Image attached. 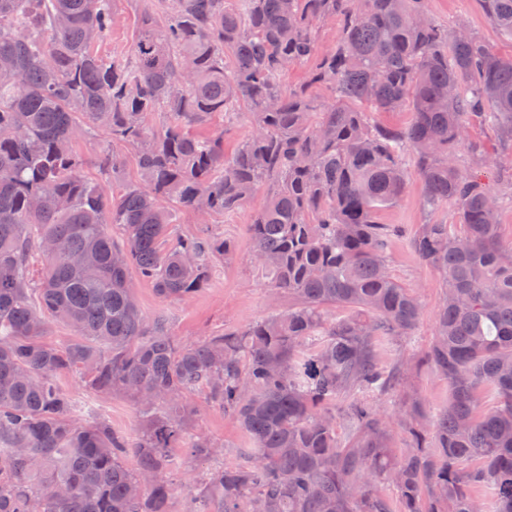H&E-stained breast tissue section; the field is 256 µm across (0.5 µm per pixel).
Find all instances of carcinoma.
Listing matches in <instances>:
<instances>
[{
  "label": "carcinoma",
  "mask_w": 512,
  "mask_h": 512,
  "mask_svg": "<svg viewBox=\"0 0 512 512\" xmlns=\"http://www.w3.org/2000/svg\"><path fill=\"white\" fill-rule=\"evenodd\" d=\"M116 2L0 0V512H170L167 449L198 391L252 447L190 491L183 512H391L381 481L400 512H484L488 498L512 512V247L487 208L501 199L479 173L486 150L467 133L482 118L512 145V56L461 21L436 23L425 0H157L128 56L109 60L96 45ZM480 2L512 36V0ZM330 18L339 36L320 56L317 24ZM301 64L307 84L285 90ZM242 107L251 132L231 158L224 132L194 133ZM404 110V129L371 118ZM150 112L166 115L161 129ZM83 123L134 154L138 181L109 195L85 179L73 150ZM407 155L427 209L451 204L460 223L423 224L412 241L445 279L426 361L450 397L432 420L407 400L398 421L410 443L396 456L391 422L360 394L388 389L377 339L411 335L421 315L389 270L393 230L378 221L401 197ZM261 186L253 256L294 304L177 344L164 316L148 321L131 302V273L161 300H185L227 249L208 234L170 241L167 203L204 206L207 224ZM329 307L348 314L330 321ZM52 323L75 336L48 340ZM74 369L93 394L138 405L136 437L84 416L57 384ZM191 448L222 451L202 436Z\"/></svg>",
  "instance_id": "obj_1"
}]
</instances>
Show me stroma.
I'll return each mask as SVG.
<instances>
[{"label": "stroma", "mask_w": 512, "mask_h": 512, "mask_svg": "<svg viewBox=\"0 0 512 512\" xmlns=\"http://www.w3.org/2000/svg\"><path fill=\"white\" fill-rule=\"evenodd\" d=\"M144 7V0H119V22L98 44V52L107 57L129 53L139 33ZM427 7L439 24L451 26L457 21H466L498 53L512 54V37L503 34L491 23L479 0H428ZM469 134L472 139L480 141L494 157L493 163L487 165L486 173L494 192L505 198L500 212V232L503 243L510 244L512 158L499 155L496 132L481 119H470ZM76 151L83 159V175L104 187H111L116 180L133 182L137 179L136 161L129 154L124 157L119 176H112L111 172L103 169L101 159L112 151V139L105 131L98 130L77 140ZM267 195V190H258L236 215L214 225V233L229 242L231 253L223 264L213 269L205 286L191 298L164 302L148 283L135 281L134 291L145 318L163 315L176 340L194 344L227 330L245 329L274 311L287 309V295L277 298L272 296L265 274L253 260L250 224L254 215L265 205ZM423 195L420 176L417 172H410L399 201L384 208L378 215L380 223L395 229L386 251L389 268L404 287L415 291L422 305L421 317L413 334L389 339L378 358L380 367L389 376L395 375L402 360H409L411 364L410 371L400 384L373 400L374 406L393 421L389 437V446L393 449L405 447L408 442L407 434L395 423L405 397L417 396L425 410L431 414L437 413L448 403L447 380L424 360L435 333L443 277L419 261L411 248V240L420 224L427 220L455 224L459 218L449 206L441 207L433 213L427 212L423 206ZM58 383L72 398L91 401L93 418L106 421L118 433L130 437L137 434L139 414L128 397L120 394L93 395L86 387L83 376L76 371L61 375ZM193 401L201 405L202 411L188 424L185 441H192L199 434L206 435L223 446L221 463L235 465L239 460L240 449L250 447L249 437L230 415L203 407L202 396H194ZM170 457L168 477L173 483L170 509L171 512H181L191 485L205 477L212 463L191 457L186 447L171 449Z\"/></svg>", "instance_id": "stroma-1"}]
</instances>
